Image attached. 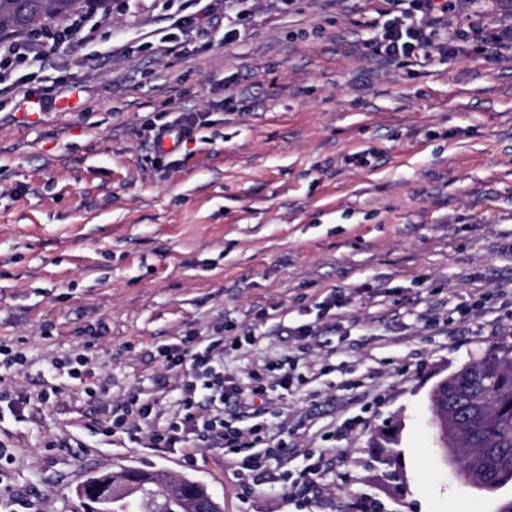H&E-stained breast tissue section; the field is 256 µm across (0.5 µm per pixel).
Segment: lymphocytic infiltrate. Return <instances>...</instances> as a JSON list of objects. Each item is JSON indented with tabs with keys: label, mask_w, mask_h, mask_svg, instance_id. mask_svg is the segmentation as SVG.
Masks as SVG:
<instances>
[{
	"label": "lymphocytic infiltrate",
	"mask_w": 512,
	"mask_h": 512,
	"mask_svg": "<svg viewBox=\"0 0 512 512\" xmlns=\"http://www.w3.org/2000/svg\"><path fill=\"white\" fill-rule=\"evenodd\" d=\"M393 10L382 27V35L371 46L373 55L398 61L409 59L428 61L434 54L453 51L450 42L442 41L441 30L449 15L455 13L458 0H388ZM206 18L209 29L223 30L225 40L236 38L235 28L224 25V14L219 0H205L198 13L174 14L168 19L170 42H177L178 35L195 26L198 18ZM45 46L41 40L22 32L0 34V96L18 94L27 111L44 112L56 102L68 99L76 92L75 84L60 82L53 95H39L26 90V77L14 76L13 66L20 62L42 61ZM255 336H195L190 345H174L166 348L167 361L181 367L179 380V408L160 429L151 428L153 402L140 395H131L126 403L112 407L101 428L102 435L118 432L136 433L139 427H150V440L159 448H171L177 443L196 436L218 448H241L245 454L238 463L240 472L258 468L262 460L280 454L281 442L266 436L264 421L253 422L248 429H240L224 419L225 398H237L241 410H248L249 402L240 400L236 388L224 385L225 347L251 346Z\"/></svg>",
	"instance_id": "1"
}]
</instances>
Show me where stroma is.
Here are the masks:
<instances>
[{
	"label": "stroma",
	"instance_id": "35a3bbf8",
	"mask_svg": "<svg viewBox=\"0 0 512 512\" xmlns=\"http://www.w3.org/2000/svg\"><path fill=\"white\" fill-rule=\"evenodd\" d=\"M178 9L193 0H111L87 17L94 42L19 65L38 94L83 86L76 109L0 97V395L30 398L0 412V512H77L87 473L121 465L202 481L224 512H345L356 493L384 512H496L512 486L462 487L429 396L512 337V48L387 62L369 48L387 0H224L246 13L236 40L173 49L160 32ZM508 27L512 0H460L443 36ZM180 112L200 114L197 139L156 163L147 129ZM313 321L311 383L253 401L285 450L249 475L204 441L99 434L135 391L166 424L179 370L163 346L252 333L224 353L246 396L288 363L279 324ZM389 422L396 480L376 445Z\"/></svg>",
	"mask_w": 512,
	"mask_h": 512
}]
</instances>
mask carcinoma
Here are the masks:
<instances>
[{"label":"carcinoma","mask_w":512,"mask_h":512,"mask_svg":"<svg viewBox=\"0 0 512 512\" xmlns=\"http://www.w3.org/2000/svg\"><path fill=\"white\" fill-rule=\"evenodd\" d=\"M107 0H0V32L33 31L55 15L80 8H105ZM454 383L432 395L433 417L453 423L448 453L463 452L462 482L488 493L512 483V343H502L480 361L454 371ZM135 477L164 512H189L195 481L174 478L161 469H139Z\"/></svg>","instance_id":"carcinoma-1"}]
</instances>
